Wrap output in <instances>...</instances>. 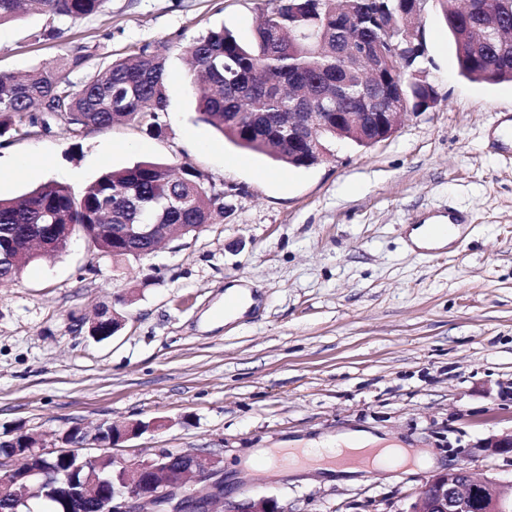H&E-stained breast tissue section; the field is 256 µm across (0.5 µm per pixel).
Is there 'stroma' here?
I'll list each match as a JSON object with an SVG mask.
<instances>
[{"label": "stroma", "mask_w": 512, "mask_h": 512, "mask_svg": "<svg viewBox=\"0 0 512 512\" xmlns=\"http://www.w3.org/2000/svg\"><path fill=\"white\" fill-rule=\"evenodd\" d=\"M268 0H106L85 19L27 14L0 26V73L83 55L81 84L145 44L166 48L161 135L131 123L75 138L60 127L0 136V198L40 184L74 195L109 167L190 163L224 191V218L143 259L99 254L83 234L0 288V439L64 448L68 430L141 421L119 442L224 456L225 495L272 497L289 512H406L433 469L467 466L512 480V455L482 443L512 432V151L494 140L512 85L464 77L438 0L421 29L440 99L371 147L336 141L326 160L287 168L201 122L185 49L224 27L250 42ZM455 211L464 235L409 250L412 224ZM257 304L244 320L204 316L236 281ZM109 307L122 328L97 340L76 322ZM364 429L430 451L435 468L362 471L326 482L310 471L256 472L259 448Z\"/></svg>", "instance_id": "1"}]
</instances>
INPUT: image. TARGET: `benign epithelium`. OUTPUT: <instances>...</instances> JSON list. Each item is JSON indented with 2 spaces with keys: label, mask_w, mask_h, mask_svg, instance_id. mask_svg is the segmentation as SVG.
Here are the masks:
<instances>
[{
  "label": "benign epithelium",
  "mask_w": 512,
  "mask_h": 512,
  "mask_svg": "<svg viewBox=\"0 0 512 512\" xmlns=\"http://www.w3.org/2000/svg\"><path fill=\"white\" fill-rule=\"evenodd\" d=\"M379 25L391 35L382 42L357 38L354 32L348 35V45L342 53L346 63L363 60L370 73L383 83V91L372 88L364 90L359 99L360 111L338 112L336 121L355 120L371 125L379 143L396 132L404 113L396 112L409 107L401 81L389 82L386 69L390 60L399 63L398 72L406 71L421 80L426 79L427 71L409 70L413 58L425 52L421 31L414 28L400 33L395 17L386 13ZM326 124V113L316 112L306 107L290 113L288 121L279 125L278 135L288 139L290 144H300L321 157L326 153L313 132ZM159 224H119L118 235L125 240L135 255H140L138 247L142 243L156 240L160 232ZM111 425L102 422L94 433L80 431L78 437L70 441V448L60 451H45L41 448L16 447L8 455L0 456V498L19 505L28 501L19 495L18 484L13 475L18 472L14 462H24L22 479L25 486L37 491L47 485V475L60 459L71 464V471L84 472L82 485L70 482L56 486L52 498L74 502H90L92 495L87 493L89 485L96 482L88 462H112L117 481L112 483V494L97 500L104 512H144V505L151 503L155 512H288L274 498L245 497L239 500L224 499V458L217 451L200 450L174 453L166 448L145 450L129 458H119L108 449L113 442L106 438ZM94 444L102 448L95 456L83 453L85 446ZM482 447L495 453H512V433L487 438ZM407 512H512V481L504 482L492 477L476 478L466 466L434 473L427 477L409 504Z\"/></svg>",
  "instance_id": "benign-epithelium-1"
}]
</instances>
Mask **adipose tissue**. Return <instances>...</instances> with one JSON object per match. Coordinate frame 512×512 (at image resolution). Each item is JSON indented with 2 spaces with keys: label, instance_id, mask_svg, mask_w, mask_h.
Listing matches in <instances>:
<instances>
[{
  "label": "adipose tissue",
  "instance_id": "ef3b65f1",
  "mask_svg": "<svg viewBox=\"0 0 512 512\" xmlns=\"http://www.w3.org/2000/svg\"><path fill=\"white\" fill-rule=\"evenodd\" d=\"M374 450L378 453L377 470H387L390 464L410 466L432 461L433 456L424 450L411 451L402 444L388 441L366 430L341 433L329 438L305 441L300 448H260L255 452L256 458L271 462L278 456L288 457L293 470L304 469L319 473L329 478L334 475V468L328 462L334 455L349 451L363 453Z\"/></svg>",
  "mask_w": 512,
  "mask_h": 512
}]
</instances>
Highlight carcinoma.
<instances>
[{
    "instance_id": "carcinoma-1",
    "label": "carcinoma",
    "mask_w": 512,
    "mask_h": 512,
    "mask_svg": "<svg viewBox=\"0 0 512 512\" xmlns=\"http://www.w3.org/2000/svg\"><path fill=\"white\" fill-rule=\"evenodd\" d=\"M105 0H0V24L21 13L38 12L54 20L72 22L98 12ZM455 46L460 72L488 84L512 83V39L483 40L477 36L483 20L465 18L451 9V0H439ZM483 12L512 25V0H480ZM292 0H272L253 39L244 44L228 30L211 29L186 47L189 64L199 76L195 84L201 121L242 149L266 154L292 167H309L317 157L290 147L250 124L248 113L263 114L267 128L288 111V88L301 91L321 112H349L360 94L356 76L343 73L336 59L340 33L353 26L336 15V0H314V9L294 12ZM82 57L64 59L54 69H34L18 77L0 73V134L37 123L54 121L74 137L88 129H105L119 120L149 133L163 128L167 107V58L160 46L142 45L87 76L78 87L64 70ZM412 107L432 97L429 84L406 87ZM374 133L332 119L319 142L348 141L360 147L372 144ZM224 217V192L206 184L201 173L185 163L174 171L157 162L106 169L76 199L57 182L39 186L19 200L0 199V245L21 239L30 224L43 225L44 242L51 252H63L60 224L86 231L95 248L114 259L129 257L127 248L112 237V225L134 223L180 224V235ZM38 257L33 249L17 254L14 265L0 269V286H10Z\"/></svg>"
}]
</instances>
